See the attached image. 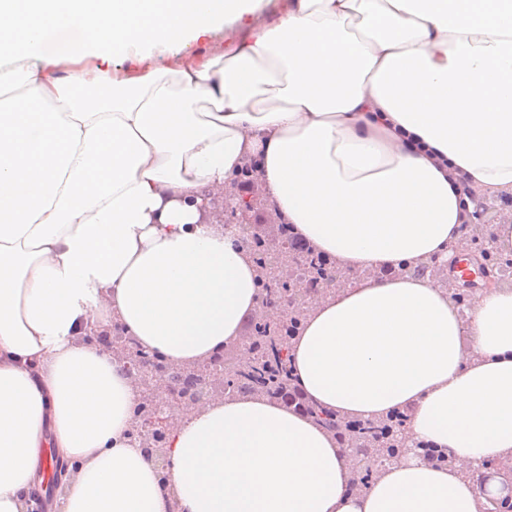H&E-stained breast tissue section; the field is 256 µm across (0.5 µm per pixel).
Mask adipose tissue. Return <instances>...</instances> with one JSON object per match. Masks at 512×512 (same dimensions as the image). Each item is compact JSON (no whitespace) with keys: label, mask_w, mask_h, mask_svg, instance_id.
Segmentation results:
<instances>
[{"label":"adipose tissue","mask_w":512,"mask_h":512,"mask_svg":"<svg viewBox=\"0 0 512 512\" xmlns=\"http://www.w3.org/2000/svg\"><path fill=\"white\" fill-rule=\"evenodd\" d=\"M258 2L0 0V512L59 461L56 512H167L131 381L80 336L118 324L191 364L241 335L256 270L205 193L253 157L294 234L359 273L297 336L300 387L360 420L412 408V428L351 495L310 419L213 402L171 437L182 512H477L467 467L512 457V289L462 312L434 279L363 275L454 258L452 172L512 191V0H284L195 51ZM283 0H261L255 13L243 20L224 25V29L203 38L196 44L203 54H211L221 48H226L245 34L255 32L259 26L274 17Z\"/></svg>","instance_id":"obj_1"}]
</instances>
